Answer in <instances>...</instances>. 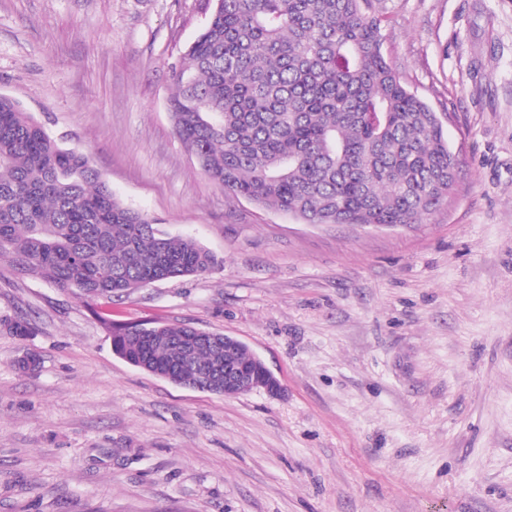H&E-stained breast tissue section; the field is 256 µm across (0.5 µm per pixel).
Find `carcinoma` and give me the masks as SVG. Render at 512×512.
<instances>
[{"label":"carcinoma","mask_w":512,"mask_h":512,"mask_svg":"<svg viewBox=\"0 0 512 512\" xmlns=\"http://www.w3.org/2000/svg\"><path fill=\"white\" fill-rule=\"evenodd\" d=\"M168 112L201 173L306 224H419L454 190L442 121L390 67L371 0H209ZM0 259L94 300L209 273L224 259L126 206L89 158L0 95ZM27 336L22 319L1 320ZM115 352L205 390L224 347L187 324L112 323Z\"/></svg>","instance_id":"1"}]
</instances>
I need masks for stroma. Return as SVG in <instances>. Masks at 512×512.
<instances>
[{"label":"stroma","mask_w":512,"mask_h":512,"mask_svg":"<svg viewBox=\"0 0 512 512\" xmlns=\"http://www.w3.org/2000/svg\"><path fill=\"white\" fill-rule=\"evenodd\" d=\"M373 5L460 155L405 227L303 224L200 173L167 101L205 0H0V94L224 259L110 302L0 260V319L35 326L0 331V512H512V0ZM107 307L235 337L283 390L134 367Z\"/></svg>","instance_id":"obj_1"}]
</instances>
